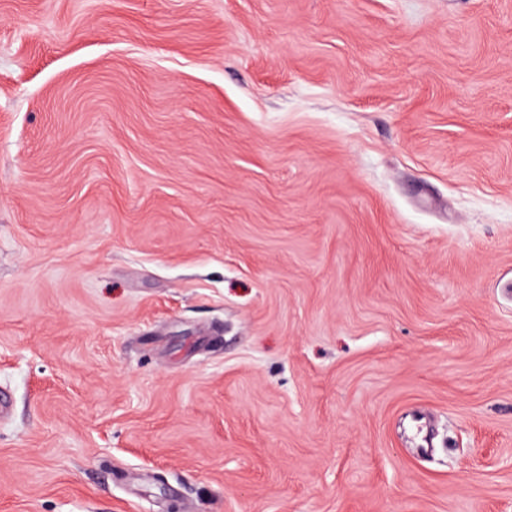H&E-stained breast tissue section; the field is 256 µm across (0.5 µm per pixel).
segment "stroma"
I'll return each mask as SVG.
<instances>
[{
    "label": "stroma",
    "mask_w": 512,
    "mask_h": 512,
    "mask_svg": "<svg viewBox=\"0 0 512 512\" xmlns=\"http://www.w3.org/2000/svg\"><path fill=\"white\" fill-rule=\"evenodd\" d=\"M512 0H0V512H512Z\"/></svg>",
    "instance_id": "obj_1"
}]
</instances>
